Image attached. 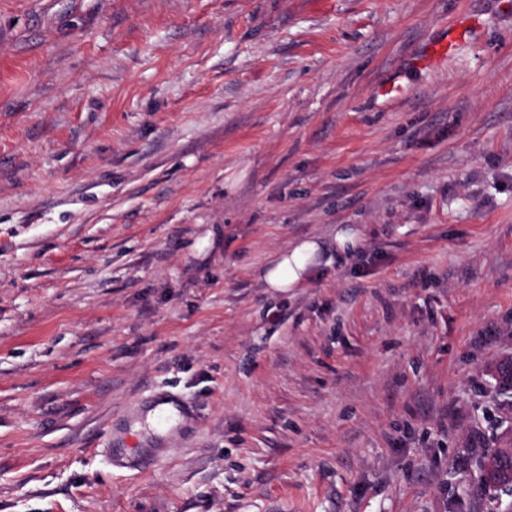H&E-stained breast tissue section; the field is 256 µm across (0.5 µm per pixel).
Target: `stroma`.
Returning <instances> with one entry per match:
<instances>
[{"label":"stroma","instance_id":"35a3bbf8","mask_svg":"<svg viewBox=\"0 0 512 512\" xmlns=\"http://www.w3.org/2000/svg\"><path fill=\"white\" fill-rule=\"evenodd\" d=\"M506 357L503 0H0V512H507ZM319 248L318 242L304 240L278 253L261 276L264 288H271L274 292L297 288L306 278ZM498 470L505 478H510V481L495 486H490L485 482V473L490 470ZM512 455L511 453L503 451L501 448H494L488 458L487 465L483 468L482 482L487 487H493L500 490H512Z\"/></svg>","mask_w":512,"mask_h":512}]
</instances>
